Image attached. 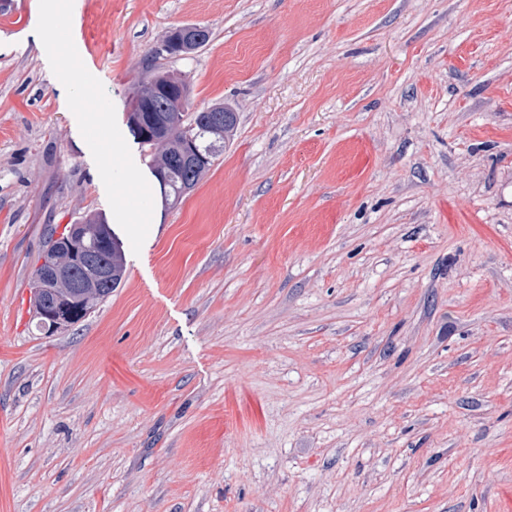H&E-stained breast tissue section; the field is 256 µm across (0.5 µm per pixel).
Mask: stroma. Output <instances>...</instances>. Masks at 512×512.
<instances>
[{
  "instance_id": "35a3bbf8",
  "label": "stroma",
  "mask_w": 512,
  "mask_h": 512,
  "mask_svg": "<svg viewBox=\"0 0 512 512\" xmlns=\"http://www.w3.org/2000/svg\"><path fill=\"white\" fill-rule=\"evenodd\" d=\"M60 3L0 0V512H494L512 0ZM183 25L164 67L238 124L172 208L127 115ZM87 211L126 273L48 335L42 245ZM180 30H181V32H182V34H183V36L185 37L186 40H188V41L194 40V41H196L198 43H195V42L187 43L185 41L183 42L182 38H181V34L178 31V27L173 28V29H171V30H169L167 32L166 37H165L164 40L167 43L168 42L170 43V45L173 48V50L179 51V52H177L175 54H170L169 53L170 56L189 55V54L193 53L194 51H196L198 48L201 49L202 47H204L207 44L208 40H209V32L206 29L204 30V38H203V40H202L203 30L201 28H199V27H187V28L185 27V28H181Z\"/></svg>"
}]
</instances>
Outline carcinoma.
<instances>
[{"instance_id": "1", "label": "carcinoma", "mask_w": 512, "mask_h": 512, "mask_svg": "<svg viewBox=\"0 0 512 512\" xmlns=\"http://www.w3.org/2000/svg\"><path fill=\"white\" fill-rule=\"evenodd\" d=\"M209 40V32H204L202 41L187 43L182 40L178 29L173 28L166 34L177 55H189L204 47ZM189 98V82L187 78L177 76L168 71L155 70L151 78L139 85L132 97V103L152 108L151 115L163 128L160 137L146 135L143 129H131L139 143L150 151L153 170L163 169L166 178L159 181L162 198L178 204L200 181L203 175L213 166L218 156L224 151V142L233 135L237 124V115L224 105H213L200 108L194 112L179 110L182 102ZM76 235V225H68L59 238L48 236L44 242L45 257L66 256L63 245ZM85 254L87 261L112 269V277L105 278L88 291L72 292L70 289H54L44 296L41 326L50 327L49 315L56 314L60 303H69L80 311L84 318L105 298L112 294L123 279L124 253L117 247L107 250L96 237L85 235Z\"/></svg>"}]
</instances>
